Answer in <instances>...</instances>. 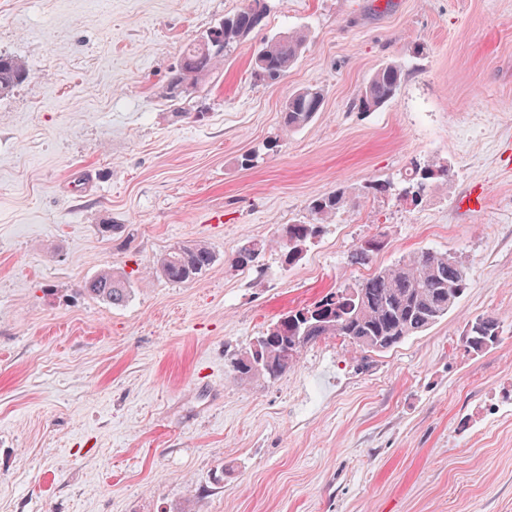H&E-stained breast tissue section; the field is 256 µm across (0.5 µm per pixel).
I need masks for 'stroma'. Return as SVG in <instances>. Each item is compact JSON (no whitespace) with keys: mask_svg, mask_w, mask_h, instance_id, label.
Returning a JSON list of instances; mask_svg holds the SVG:
<instances>
[{"mask_svg":"<svg viewBox=\"0 0 512 512\" xmlns=\"http://www.w3.org/2000/svg\"><path fill=\"white\" fill-rule=\"evenodd\" d=\"M244 4L0 0V53L33 76L0 97V512H512V0H268L170 102L185 47ZM299 30L288 74L254 81V52ZM388 62L397 96L358 111ZM308 86L322 111L282 132ZM416 160L449 170L419 202L364 194ZM340 186L354 206L285 262L278 229ZM248 240L268 247L234 266ZM198 241L214 260L195 280L154 273ZM427 248L470 279L432 327L386 352L330 336L277 380L234 377L227 351L282 314ZM105 269L129 276L126 303L84 293ZM482 315L501 336L474 354ZM324 102L323 90L309 86L292 93L281 109V127L288 131L306 128L317 112H321ZM500 323L492 316H478L471 320L466 331L464 345L470 351L481 352L499 340Z\"/></svg>","mask_w":512,"mask_h":512,"instance_id":"stroma-1","label":"stroma"}]
</instances>
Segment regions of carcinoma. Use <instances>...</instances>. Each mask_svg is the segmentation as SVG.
I'll return each instance as SVG.
<instances>
[{
  "label": "carcinoma",
  "instance_id": "obj_1",
  "mask_svg": "<svg viewBox=\"0 0 512 512\" xmlns=\"http://www.w3.org/2000/svg\"><path fill=\"white\" fill-rule=\"evenodd\" d=\"M267 13L266 0H247L237 12L224 16L217 27L216 44L195 43L181 57L191 72L211 77L224 63V56L254 31ZM306 45V35L291 32L269 38L252 58V73L277 81L299 58ZM404 77L396 63L378 68L365 83L356 107L360 112H377L397 94ZM31 81V74L17 57L0 53V96H7L18 86ZM323 90L309 86L292 93L281 109V127L288 131L306 128L321 111ZM448 175V167L435 162L411 163L401 180V187L391 182L373 181L367 193H398L399 198L419 201V188L428 181ZM350 197L339 187L313 199L309 206L311 219L285 224L276 244L288 262H293L304 248L316 239L325 225L347 208ZM266 244L250 240L241 245L233 263L247 266L263 252ZM214 260V252L206 242L174 247L159 256L156 271L175 283L193 281ZM469 288L464 263L446 252L424 249L394 265L379 269L363 280L347 284L311 307L288 312L258 337L253 347L231 355L234 375L242 380L277 379L295 363V355L274 338L280 328L286 336H341L359 347L370 341L380 351L390 350L405 339L425 331L448 314ZM86 294L114 305L126 301L129 293L125 276L103 270L85 281ZM500 323L492 316H478L468 324L466 348L481 352L499 340Z\"/></svg>",
  "mask_w": 512,
  "mask_h": 512
}]
</instances>
